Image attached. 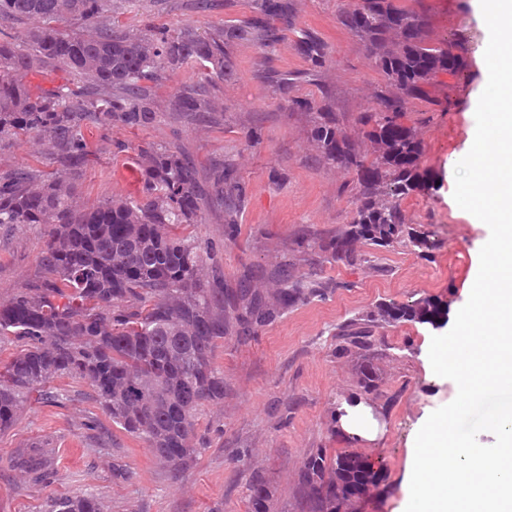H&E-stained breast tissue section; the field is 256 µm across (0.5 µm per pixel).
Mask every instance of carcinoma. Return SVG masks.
I'll return each mask as SVG.
<instances>
[{"label": "carcinoma", "mask_w": 512, "mask_h": 512, "mask_svg": "<svg viewBox=\"0 0 512 512\" xmlns=\"http://www.w3.org/2000/svg\"><path fill=\"white\" fill-rule=\"evenodd\" d=\"M112 8L114 0H0V17L38 21L28 32L34 54L0 41V137L36 133L74 167L87 155V123L156 122L158 109L143 82L189 64L222 78L230 67L224 39L249 32L272 44L279 40L273 21L290 23L288 0H261L244 29L131 33L100 25ZM338 21L363 40L395 90L380 99L379 113L368 119L371 129L359 141L345 133L334 112H318L312 129L324 161L355 178L349 227L328 244L337 259L353 260L360 240L385 248L405 235L400 201L428 188L430 179L419 170L421 140L397 122V113L406 99L428 95L433 75L460 71L465 59L449 46L428 45L423 17L394 0H357L339 12ZM296 49L314 67L326 61V46L313 33L301 34ZM39 62L110 87L112 95L89 98L67 87L34 91L21 74ZM177 107L207 110L192 88L182 91ZM137 157L144 177L138 201L111 199L86 207L68 171L50 178L24 170L0 176V225H51L39 256L48 277L0 304V338L24 343L0 366V429L14 422L32 392L58 377L76 378L93 388L112 424L145 440L177 473L199 453L193 444L195 411L224 399V374L212 366L211 354L229 318L224 289L204 279L201 248L173 233L199 216L191 164L154 145L137 148ZM216 190L234 223L241 186L222 175ZM283 284L270 303L252 299L253 323L262 325L278 309L305 298L304 286L292 275L284 274ZM377 315L387 323L438 327L448 304L437 298L381 304ZM303 480L312 512H339L378 487L381 475L356 453L332 458L319 450L306 458ZM248 490L253 512H268L265 481L254 477ZM47 512H102V506L83 495L53 499Z\"/></svg>", "instance_id": "1"}]
</instances>
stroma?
<instances>
[{
    "label": "stroma",
    "mask_w": 512,
    "mask_h": 512,
    "mask_svg": "<svg viewBox=\"0 0 512 512\" xmlns=\"http://www.w3.org/2000/svg\"><path fill=\"white\" fill-rule=\"evenodd\" d=\"M348 2L292 0L285 39L269 51L250 35L237 38L226 79L206 80L194 65L165 69L149 85L160 111L150 126L87 125L89 152L76 180L85 204L141 199L137 146L177 151L191 161L201 199L197 223L179 233L201 246L211 284L230 291L244 284L267 296L291 268L313 293L272 321L246 332L233 327L217 341L212 362L224 374V398L196 411L200 454L177 474L143 440L113 425L86 382L53 379V399L31 395L16 421L0 430V512H46L51 499L81 494L99 498L104 512H252L246 486L255 475L271 492L269 512H310L299 476L306 457L320 449L330 456L357 453L379 470L382 481L358 512H404L413 439L434 410L456 397L457 386L424 365L422 353L436 334L430 325L372 323L364 348L344 331L381 303L433 297L454 314L468 300L488 228L471 223L455 203L454 169L476 124L485 33L471 0H395L424 16L431 45H451L467 66L437 74L430 99L406 100L398 117L421 140L420 168L431 176L430 188L400 207L407 227L426 236L429 247L405 238L388 248L360 242L357 259L346 262L326 245L352 218L353 176L322 160L311 130L322 108L359 137L389 91L363 41L336 20ZM256 3L210 0L203 11L196 0H120L104 23L124 31L190 27L205 35L242 25ZM305 30L327 46L321 68L296 49ZM282 76L292 79L285 91L277 84ZM186 87L209 101V112L174 108ZM295 98L311 101L312 109L293 107ZM60 167L35 135L0 139V175L24 168L42 176ZM224 171L244 188L232 224L213 191ZM47 233L44 224L0 226V301L44 280L38 258ZM367 358L379 373L372 389L359 383ZM352 395L373 405L383 427L376 442L337 433L336 404ZM37 448L52 449L54 458L52 477L39 483L17 464ZM116 463L129 468L131 479L113 478Z\"/></svg>",
    "instance_id": "stroma-1"
}]
</instances>
